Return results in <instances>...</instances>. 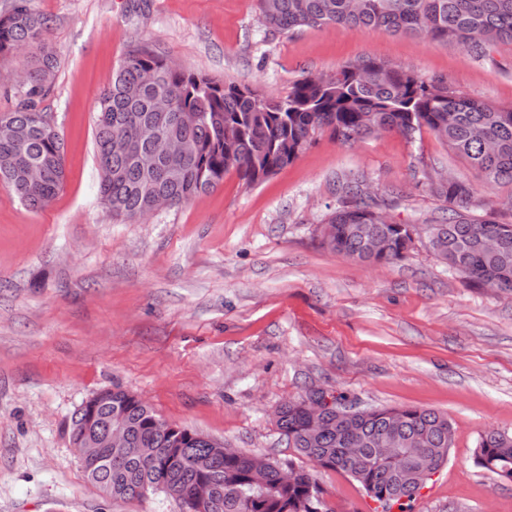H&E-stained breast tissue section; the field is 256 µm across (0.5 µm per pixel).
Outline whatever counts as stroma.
<instances>
[{"mask_svg": "<svg viewBox=\"0 0 512 512\" xmlns=\"http://www.w3.org/2000/svg\"><path fill=\"white\" fill-rule=\"evenodd\" d=\"M59 68L42 108L63 135L66 182L33 209L0 184V512H183L162 493L113 500L84 475L74 412L121 385L170 422L281 464L295 460L274 410L309 389L365 406L448 416V460L414 512H512V482L474 461L489 428L512 430V295L448 271L427 226L443 204L422 171L475 180L429 131L344 144L319 134L289 165L142 220L101 204L96 100L147 44L220 82L284 97L309 75L377 58L450 90L512 106V41L478 57L382 30L268 31L256 0H33ZM35 47L0 56V113ZM358 174L397 194L416 225L407 257L373 266L331 253L320 228ZM315 475L336 512H372L348 476Z\"/></svg>", "mask_w": 512, "mask_h": 512, "instance_id": "stroma-1", "label": "stroma"}]
</instances>
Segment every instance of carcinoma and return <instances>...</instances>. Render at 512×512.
<instances>
[{
    "label": "carcinoma",
    "instance_id": "carcinoma-1",
    "mask_svg": "<svg viewBox=\"0 0 512 512\" xmlns=\"http://www.w3.org/2000/svg\"><path fill=\"white\" fill-rule=\"evenodd\" d=\"M32 0H14L0 16V55L41 44L27 82L14 89V110L0 113V182L32 207L51 201L66 180L64 140L40 108L58 67L45 42L49 19ZM265 27L292 34L329 25L380 29L391 34L452 44L480 57L503 39L512 40V0H257ZM100 200L121 219H142L158 198L179 207L237 173L248 186L262 182L293 160L321 132L352 144L382 133L411 139L430 131L475 169L483 187L512 185V107L457 94L441 79L424 78L380 59L349 62L333 75L307 76L288 96L268 97L234 82H218L187 69L148 45L130 50L112 81L102 89L96 113ZM184 142L188 150L161 156L152 170L137 156L154 150L158 138ZM38 168L34 182L29 170ZM422 184L447 204L435 224V255L449 270L481 288L512 294V224L492 213L466 179L444 181L423 173ZM369 183L354 176L340 187L338 206L322 226V245L337 255L370 264L404 259L414 242L411 224H378L368 209L390 203L366 193ZM385 249L366 255L369 239ZM496 239L488 249L485 241ZM310 390L280 408L276 426L285 446L326 470L342 472L378 503L374 512H412L419 494L416 468L426 462L438 471L452 444L448 417L417 407H361L349 417L336 409L356 402L339 394L325 412V428L311 439L305 400ZM111 412L129 424L128 447L86 477L114 499H141L157 492L178 500L184 512L201 495L208 512H335L323 498L313 471L296 466L293 480L279 476V462L262 483L252 476L251 455L220 452L201 433L194 438L167 434L151 419L156 412L131 392L114 386L102 400L97 421ZM395 438L387 453L382 443ZM475 461L512 481V431L489 429L478 439Z\"/></svg>",
    "mask_w": 512,
    "mask_h": 512
}]
</instances>
